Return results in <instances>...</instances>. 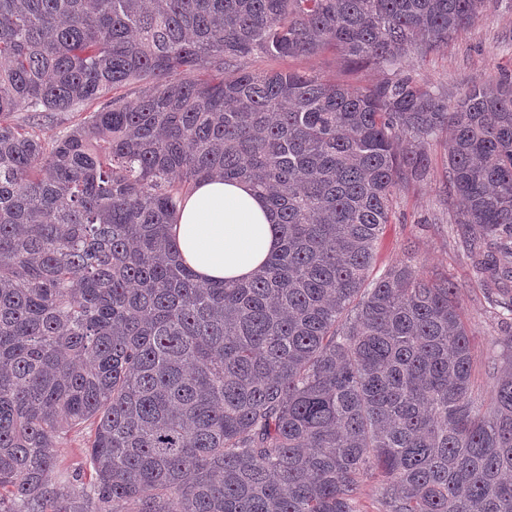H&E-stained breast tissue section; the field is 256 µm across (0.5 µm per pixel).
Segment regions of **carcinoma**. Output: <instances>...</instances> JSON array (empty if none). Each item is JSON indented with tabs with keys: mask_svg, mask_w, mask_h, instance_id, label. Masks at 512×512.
<instances>
[{
	"mask_svg": "<svg viewBox=\"0 0 512 512\" xmlns=\"http://www.w3.org/2000/svg\"><path fill=\"white\" fill-rule=\"evenodd\" d=\"M489 3L0 0V512H357L373 476L382 512H512V328L486 397L456 285L371 277L443 131L473 270L512 273V75L401 72ZM326 48L389 75L242 65ZM214 176L279 216L247 282L169 237ZM87 424L88 485L58 457Z\"/></svg>",
	"mask_w": 512,
	"mask_h": 512,
	"instance_id": "carcinoma-1",
	"label": "carcinoma"
}]
</instances>
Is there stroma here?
Listing matches in <instances>:
<instances>
[{
	"instance_id": "35a3bbf8",
	"label": "stroma",
	"mask_w": 512,
	"mask_h": 512,
	"mask_svg": "<svg viewBox=\"0 0 512 512\" xmlns=\"http://www.w3.org/2000/svg\"><path fill=\"white\" fill-rule=\"evenodd\" d=\"M252 71L292 69L313 72L354 87L381 77L378 70L345 63L331 49L309 57L271 59L253 56L245 61ZM418 83L448 94L463 92L475 82L512 73V0H491L488 8L448 46L407 69ZM430 173L404 188L393 201L391 220L379 243L375 273L403 259H411L430 280L451 279L458 286V303L470 328L476 389L490 392L488 361L492 343L503 325L494 316L486 290L478 280L464 247V227L454 223L447 197V138L439 136L427 147Z\"/></svg>"
}]
</instances>
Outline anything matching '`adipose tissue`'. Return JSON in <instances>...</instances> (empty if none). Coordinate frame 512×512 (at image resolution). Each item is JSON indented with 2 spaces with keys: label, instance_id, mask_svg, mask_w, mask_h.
<instances>
[{
  "label": "adipose tissue",
  "instance_id": "obj_1",
  "mask_svg": "<svg viewBox=\"0 0 512 512\" xmlns=\"http://www.w3.org/2000/svg\"><path fill=\"white\" fill-rule=\"evenodd\" d=\"M278 217L245 180L197 183L171 226L179 261L204 281H245L275 253Z\"/></svg>",
  "mask_w": 512,
  "mask_h": 512
}]
</instances>
